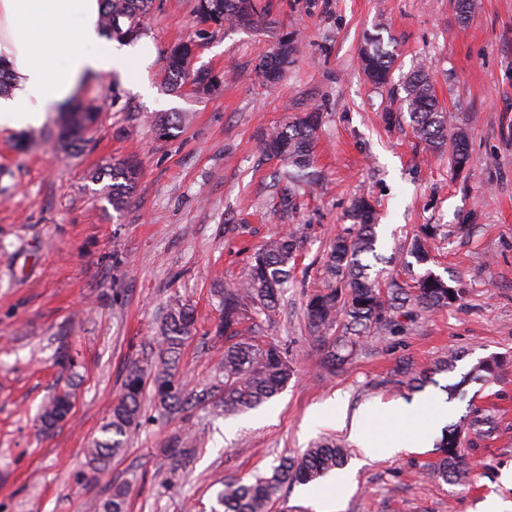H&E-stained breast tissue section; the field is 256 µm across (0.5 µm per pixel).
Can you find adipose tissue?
Masks as SVG:
<instances>
[{"instance_id":"ef3b65f1","label":"adipose tissue","mask_w":512,"mask_h":512,"mask_svg":"<svg viewBox=\"0 0 512 512\" xmlns=\"http://www.w3.org/2000/svg\"><path fill=\"white\" fill-rule=\"evenodd\" d=\"M102 0H0V56L13 76V91L0 98V122L14 128L40 125L76 94L82 82L126 74L130 63L149 65V40L112 39L100 26ZM440 410L425 402L416 414L396 403L357 413L351 439L378 460L420 447L416 423L435 428Z\"/></svg>"}]
</instances>
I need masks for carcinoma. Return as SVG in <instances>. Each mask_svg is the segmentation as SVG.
<instances>
[{
  "mask_svg": "<svg viewBox=\"0 0 512 512\" xmlns=\"http://www.w3.org/2000/svg\"><path fill=\"white\" fill-rule=\"evenodd\" d=\"M100 23L112 36L132 37L144 31L152 0H103ZM197 24L205 28L231 24L259 27L264 23L263 13L249 0H197ZM294 46L288 36L278 39L274 52L258 64L259 75L267 83H275L283 75ZM193 44L179 43L167 51L165 71L173 87L190 85L202 91L213 86L206 73L191 66ZM362 69L375 85L390 86L391 94L403 102L414 136L432 152L449 155L454 167L461 171L469 163L468 143L464 131H448V113L438 102L428 71L420 67L402 83L390 85L394 59L381 44L378 35L367 34L360 53ZM99 108L93 101L79 103L53 133L56 141L74 152L84 147L86 135L98 120ZM179 113L158 117L154 123L157 138L174 136L173 130L181 124ZM319 126V114L305 116L275 129L262 143L263 151L276 155L291 167L285 178L296 182L306 175L311 163L314 136ZM112 180L108 200L112 209L122 210L140 175V165L134 160L114 163L103 171ZM350 219L353 224L336 235L328 254V272L336 277V287L310 294L306 302L309 325L318 339L327 344L329 363L342 362L345 356L361 346L382 325L394 318L409 316L414 306L423 312L445 308L460 300L466 290L460 283L451 284L427 268L431 261L427 240L436 235L431 224L420 227L411 244L409 255L425 270L411 281L397 278L382 284L371 276L368 259L382 260L377 253L378 235L375 212L365 199L353 203ZM300 248V237L294 231L285 232L266 242L254 254L246 279L238 286L227 287L219 294L223 317L215 329V336L230 341L224 347V359L217 367L222 381L221 395L211 391L196 393L178 374L181 348L195 329L194 311L175 298L167 305L159 328L163 356L153 367L138 361L126 368L122 393L113 403L107 422L101 429L102 437L87 449V464L94 472L107 469L112 460L124 452L125 439L140 426L141 401L145 392L152 393L159 407L166 413L187 412L205 404L216 416H228L253 409L276 396L293 375V366L273 344L261 346L240 329L249 311L265 313L275 310L279 297L286 288ZM459 355L454 353L439 360L430 368L405 376L403 384L411 391H419L427 384L438 385L435 375L453 371ZM501 359L492 356L478 362L470 375L478 378L492 375L500 367ZM71 409L68 394L61 393L45 403L41 419L45 427L53 428L64 422ZM478 420L462 418L446 425L436 443L437 458L431 463L430 473L444 482L463 484L469 470L460 454L461 440L467 424ZM194 439L167 449L172 472L186 469L195 449ZM347 452L334 444H320L307 449L298 460L285 457L267 474L253 476L249 481L225 479L216 493V506L211 512H269L281 492L294 484L314 482L345 464ZM127 491L124 486L112 488L106 501L94 505L96 512H126Z\"/></svg>",
  "mask_w": 512,
  "mask_h": 512,
  "instance_id": "1",
  "label": "carcinoma"
}]
</instances>
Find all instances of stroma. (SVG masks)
Here are the masks:
<instances>
[{
  "instance_id": "1",
  "label": "stroma",
  "mask_w": 512,
  "mask_h": 512,
  "mask_svg": "<svg viewBox=\"0 0 512 512\" xmlns=\"http://www.w3.org/2000/svg\"><path fill=\"white\" fill-rule=\"evenodd\" d=\"M260 3L271 27L226 26L200 36L195 0H154L145 32L156 52L151 92L109 77L88 84L83 98L103 110L77 154L48 139L56 119L29 128L34 143L24 152L17 148L24 132L0 126V512H91L116 481L130 485L129 512H210L213 481L266 473L278 457H300L322 439L357 458L349 437L356 413L389 402L412 410L423 401L446 406L452 423L482 417L461 448L468 482L426 476L433 433L424 447L362 465L340 512H483L490 498L499 512H512V0H471L463 24L451 0ZM368 32L380 33L394 54L393 83L428 69L450 126L467 131L464 171L431 153L407 125L382 122L399 104L361 69ZM284 34L296 50L282 78L263 84L256 66ZM192 35V66L215 81L206 93L172 88L165 76L167 50ZM165 112L181 113L184 123L160 140L153 124ZM308 112L320 115L314 177L296 187L297 208L285 214L277 190L284 164L260 143ZM129 156L142 173L117 212L105 180L93 175ZM361 197L376 211L383 277L408 279L402 260L410 240L421 225L436 224L432 269L460 279L466 295L380 329L332 371L308 329L306 297L328 283V245ZM458 224L470 225L469 235H454ZM292 227L303 244L290 288L274 313L249 324L260 340L280 346L295 374L255 409L258 423L241 426L200 409L187 420L157 422L148 399L127 452L88 474L85 450L101 435L126 363L160 351L168 299L180 296L195 310L179 371L205 387L224 353L210 336L221 314L216 289L243 281L254 252ZM64 347L75 369L57 362ZM451 351L460 356L453 371L421 391H400L402 367L419 372ZM493 355L503 359L494 379L464 383ZM456 383L462 394L448 396ZM63 389L70 419L42 432L40 407ZM328 401L337 402L340 421L308 428L311 410ZM190 431L197 453L186 484L170 476L163 450Z\"/></svg>"
}]
</instances>
